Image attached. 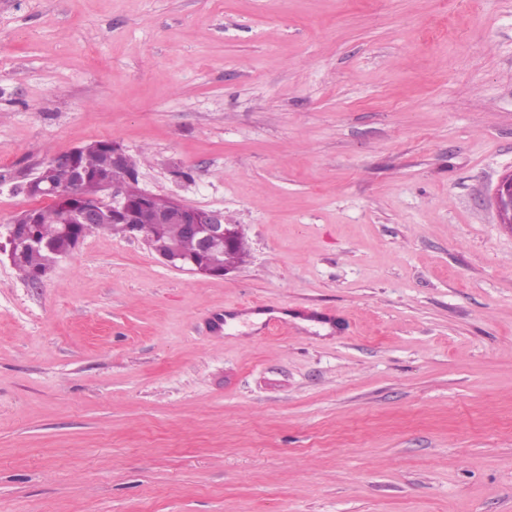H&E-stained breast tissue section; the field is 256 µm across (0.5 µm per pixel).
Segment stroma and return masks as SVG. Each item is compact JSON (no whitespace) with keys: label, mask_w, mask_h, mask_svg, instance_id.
Instances as JSON below:
<instances>
[{"label":"stroma","mask_w":512,"mask_h":512,"mask_svg":"<svg viewBox=\"0 0 512 512\" xmlns=\"http://www.w3.org/2000/svg\"><path fill=\"white\" fill-rule=\"evenodd\" d=\"M99 140L249 255L0 261V512H512V0H0V232ZM494 203L500 223L512 227V173L504 177L496 187Z\"/></svg>","instance_id":"obj_1"}]
</instances>
